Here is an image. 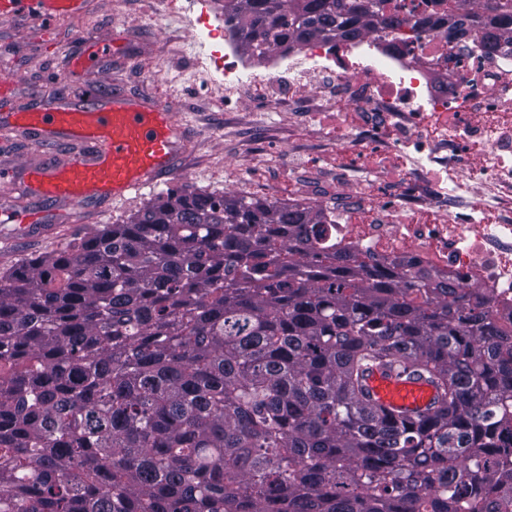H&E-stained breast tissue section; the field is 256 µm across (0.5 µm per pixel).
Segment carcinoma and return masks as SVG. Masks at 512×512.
<instances>
[{
    "instance_id": "obj_1",
    "label": "carcinoma",
    "mask_w": 512,
    "mask_h": 512,
    "mask_svg": "<svg viewBox=\"0 0 512 512\" xmlns=\"http://www.w3.org/2000/svg\"><path fill=\"white\" fill-rule=\"evenodd\" d=\"M224 0L262 58L313 39L512 42V0ZM318 208L183 191L0 271V512H496L512 322L423 270L329 250ZM436 385L395 418L367 369ZM388 8L393 10L395 6H398V9L401 12L407 13L409 11H414V13L425 15L432 10L441 9L448 11V1L442 0L438 2V6L435 7L432 0H389Z\"/></svg>"
}]
</instances>
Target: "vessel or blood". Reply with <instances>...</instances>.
<instances>
[{"mask_svg":"<svg viewBox=\"0 0 512 512\" xmlns=\"http://www.w3.org/2000/svg\"><path fill=\"white\" fill-rule=\"evenodd\" d=\"M81 7L82 0H0V21L50 26ZM12 119L17 133L47 143L83 144L82 152L58 166L27 169L31 190L75 207L95 197L123 198L154 187L175 170L187 146L186 128L170 106L124 97L37 107L13 113ZM364 384L374 403L398 416L426 412L437 394L425 378L377 365Z\"/></svg>","mask_w":512,"mask_h":512,"instance_id":"vessel-or-blood-1","label":"vessel or blood"}]
</instances>
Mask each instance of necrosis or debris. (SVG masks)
Masks as SVG:
<instances>
[{
    "label": "necrosis or debris",
    "mask_w": 512,
    "mask_h": 512,
    "mask_svg": "<svg viewBox=\"0 0 512 512\" xmlns=\"http://www.w3.org/2000/svg\"><path fill=\"white\" fill-rule=\"evenodd\" d=\"M429 34L397 49L378 35L313 41L259 61L209 54L225 103L307 113L359 112L351 134L313 130L316 151L348 154L363 174L326 167L294 197L319 205L326 245L415 260L492 298L512 318V52L445 57Z\"/></svg>",
    "instance_id": "necrosis-or-debris-1"
}]
</instances>
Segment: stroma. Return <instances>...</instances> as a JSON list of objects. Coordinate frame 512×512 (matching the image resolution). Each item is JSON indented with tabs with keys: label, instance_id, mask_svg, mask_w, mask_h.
I'll return each instance as SVG.
<instances>
[{
	"label": "stroma",
	"instance_id": "35a3bbf8",
	"mask_svg": "<svg viewBox=\"0 0 512 512\" xmlns=\"http://www.w3.org/2000/svg\"><path fill=\"white\" fill-rule=\"evenodd\" d=\"M217 0H178L177 12L159 22L147 18L152 0H84L79 13L42 28L32 24H0V78L10 92L0 101V114L84 100L96 94L119 95L145 103H166L188 129L189 141L177 170L153 189L119 202L84 204L80 209L27 194L14 179L26 165L55 164L80 152L74 142L42 146L0 126V177L10 180L8 193L21 210L36 214L40 230L0 221V270L22 260L67 248L105 224H119L159 195L173 189L226 192L260 197L242 184L245 168L260 158L276 180L270 198L291 202L297 167L305 163L304 130L293 127L284 112L244 116L235 105L214 95L197 62L208 50L223 51V42L204 47L196 19ZM112 46L109 56L73 75L68 71L80 52L78 36Z\"/></svg>",
	"mask_w": 512,
	"mask_h": 512
}]
</instances>
